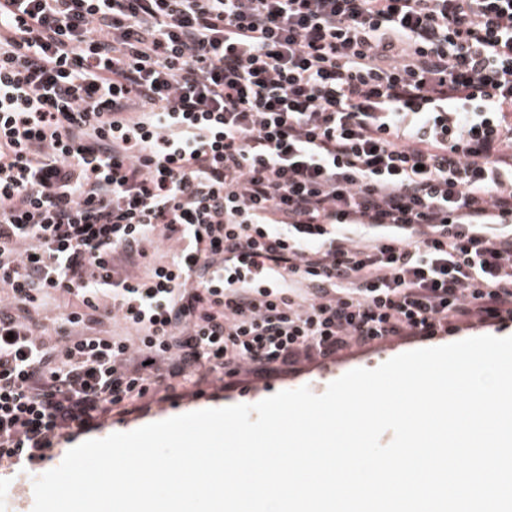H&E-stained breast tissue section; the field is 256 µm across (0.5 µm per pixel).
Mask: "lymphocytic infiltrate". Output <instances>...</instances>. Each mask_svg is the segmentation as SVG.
Listing matches in <instances>:
<instances>
[{
    "label": "lymphocytic infiltrate",
    "instance_id": "obj_1",
    "mask_svg": "<svg viewBox=\"0 0 512 512\" xmlns=\"http://www.w3.org/2000/svg\"><path fill=\"white\" fill-rule=\"evenodd\" d=\"M505 320L512 0H0L1 467L162 377Z\"/></svg>",
    "mask_w": 512,
    "mask_h": 512
}]
</instances>
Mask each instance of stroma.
Segmentation results:
<instances>
[{"mask_svg":"<svg viewBox=\"0 0 512 512\" xmlns=\"http://www.w3.org/2000/svg\"><path fill=\"white\" fill-rule=\"evenodd\" d=\"M485 333V328L478 326L427 339L398 336L372 347L352 348L334 359L305 361L294 366L277 364L259 372L245 370L232 378L209 379L173 389L163 381L158 386L157 395L140 401L138 408L131 411L113 409L103 425L91 431L90 436L101 439L202 409L252 405L277 392L302 386L319 395L332 381L352 369H373L407 351L446 345Z\"/></svg>","mask_w":512,"mask_h":512,"instance_id":"1","label":"stroma"}]
</instances>
